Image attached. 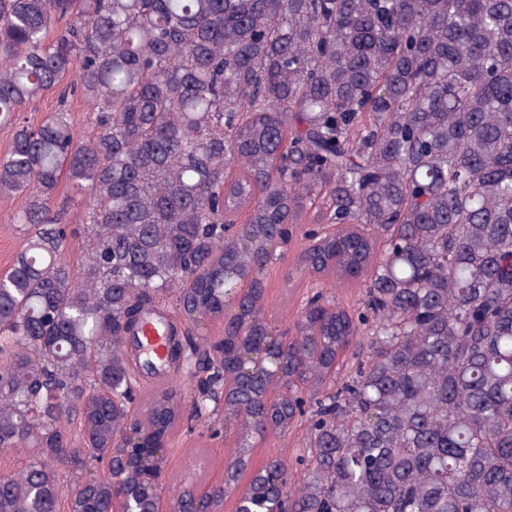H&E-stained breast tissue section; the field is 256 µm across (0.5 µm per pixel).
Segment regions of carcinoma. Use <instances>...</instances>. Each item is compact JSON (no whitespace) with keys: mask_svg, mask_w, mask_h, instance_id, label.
I'll list each match as a JSON object with an SVG mask.
<instances>
[{"mask_svg":"<svg viewBox=\"0 0 512 512\" xmlns=\"http://www.w3.org/2000/svg\"><path fill=\"white\" fill-rule=\"evenodd\" d=\"M52 89L81 92L87 131L22 120ZM0 121V196H27L0 276V451L32 453L0 512H59L62 466L87 474L71 512H150L181 395L140 393L128 349L169 299L187 336L224 316L195 414L228 378L239 447L307 424L303 487L271 459L249 507L512 512V0H0ZM63 177L77 230L51 209ZM317 200L336 230L304 234L297 267L364 282L362 309L314 292L283 351L266 267ZM229 276L249 285L230 308ZM242 473L171 512H221Z\"/></svg>","mask_w":512,"mask_h":512,"instance_id":"1","label":"carcinoma"}]
</instances>
